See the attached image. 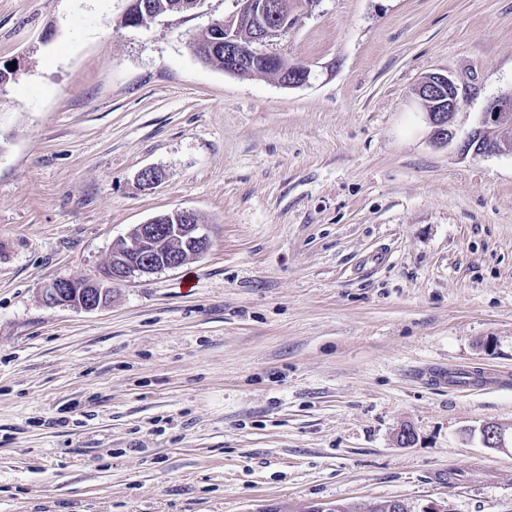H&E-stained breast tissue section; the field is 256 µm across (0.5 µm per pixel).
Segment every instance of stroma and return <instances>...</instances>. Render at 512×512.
Listing matches in <instances>:
<instances>
[{"mask_svg":"<svg viewBox=\"0 0 512 512\" xmlns=\"http://www.w3.org/2000/svg\"><path fill=\"white\" fill-rule=\"evenodd\" d=\"M128 5L0 0V512H512V130L460 153L414 95L463 80V136L512 92V0H321L294 88L193 53L235 0ZM177 208L204 254L43 302ZM196 1L199 0H130L131 5L126 12L124 23L131 27L130 23L137 20L138 13L139 18L144 19L147 13L165 16L190 11L194 9L191 4Z\"/></svg>","mask_w":512,"mask_h":512,"instance_id":"stroma-1","label":"stroma"}]
</instances>
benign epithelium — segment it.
Here are the masks:
<instances>
[{
    "mask_svg": "<svg viewBox=\"0 0 512 512\" xmlns=\"http://www.w3.org/2000/svg\"><path fill=\"white\" fill-rule=\"evenodd\" d=\"M238 10L229 18L212 21L209 27L224 32V70L233 71L252 54L259 53L258 46L271 43L286 33V27L275 19L288 12L292 3L288 0H237ZM269 14L274 22L260 25L256 35L249 42L238 40L237 29L242 23H249L260 14ZM312 69L303 62L292 64V71L281 81L289 87L308 83ZM448 83V110L429 104L434 94V82L425 79L416 92V102L427 113L432 126L433 139L447 144L456 132L452 127V115L457 104L460 83L451 75H444ZM512 124V95H501L491 99L482 112L478 125L461 141L460 150L469 152L473 143H485V152L497 151L499 133ZM178 224H160L152 219L131 229L127 238L116 241L112 246V258L101 277L84 282L71 279H56L44 290V301L50 306L72 307L95 310L107 303L112 285L127 281L135 276L152 274L164 269H175L192 256L205 253L210 246L206 225L198 222L196 214L188 209L175 212ZM482 441L490 448L505 447V433L502 427L487 423L481 428Z\"/></svg>",
    "mask_w": 512,
    "mask_h": 512,
    "instance_id": "obj_1",
    "label": "benign epithelium"
}]
</instances>
